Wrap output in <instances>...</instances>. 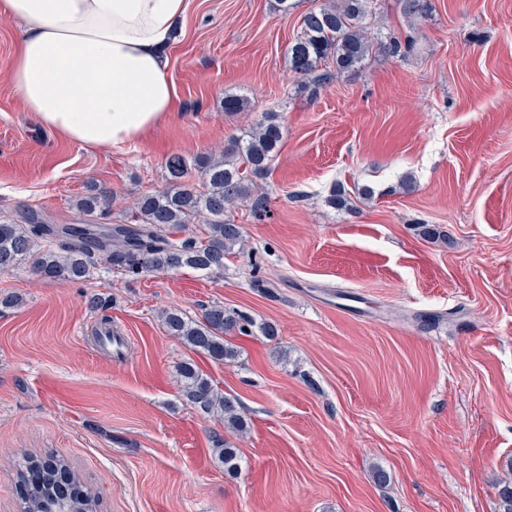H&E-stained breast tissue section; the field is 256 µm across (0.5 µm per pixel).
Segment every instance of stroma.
Returning a JSON list of instances; mask_svg holds the SVG:
<instances>
[{"instance_id": "obj_1", "label": "stroma", "mask_w": 512, "mask_h": 512, "mask_svg": "<svg viewBox=\"0 0 512 512\" xmlns=\"http://www.w3.org/2000/svg\"><path fill=\"white\" fill-rule=\"evenodd\" d=\"M189 0L169 50L176 112L120 148L40 124L8 78L17 21L0 15V217L81 218L90 190L130 221L165 163L223 150L263 113L284 138L254 179L265 214L228 215L243 248L223 273L131 275L95 261L82 282L0 273V512H22L16 461L63 457L97 512H500L512 480V0H431L410 24L380 0L373 34L410 36L318 92L288 47L324 0ZM247 100L229 113L224 98ZM373 188L338 210L334 185ZM437 225L430 240L419 225ZM107 300L94 309L91 296ZM219 304L278 334H231L216 363L160 313ZM195 362L249 424L180 394ZM238 448L229 475L216 438ZM388 479L377 482L375 469Z\"/></svg>"}]
</instances>
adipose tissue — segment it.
<instances>
[{
	"mask_svg": "<svg viewBox=\"0 0 512 512\" xmlns=\"http://www.w3.org/2000/svg\"><path fill=\"white\" fill-rule=\"evenodd\" d=\"M189 0H0L21 24L9 70L28 111L83 147L121 146L175 109L166 49Z\"/></svg>",
	"mask_w": 512,
	"mask_h": 512,
	"instance_id": "adipose-tissue-1",
	"label": "adipose tissue"
}]
</instances>
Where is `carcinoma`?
Instances as JSON below:
<instances>
[{
	"instance_id": "1",
	"label": "carcinoma",
	"mask_w": 512,
	"mask_h": 512,
	"mask_svg": "<svg viewBox=\"0 0 512 512\" xmlns=\"http://www.w3.org/2000/svg\"><path fill=\"white\" fill-rule=\"evenodd\" d=\"M378 0H342L339 6L322 5L302 17L300 35L288 48L289 69L307 81L312 92L334 78L356 72L376 53L391 57L411 52L413 41L392 37L386 41L370 36L371 20ZM401 14L410 20L424 19L432 9L431 0H397ZM283 139L278 117L265 116L251 130L233 138L219 156L205 155L188 163L174 155L165 165L168 187L145 193L133 204L130 224H47L34 212L19 220L0 221V272L23 264L48 281L81 282L91 276L97 255L112 267L138 275L147 271L178 272L191 269L201 273L224 272V260L244 240L241 225L227 217L229 208L248 206L255 214L267 211L268 199L253 193L252 178L272 168ZM197 172L198 182L189 180ZM106 199V192L80 200L85 215H93ZM202 224L198 237L174 238L189 224ZM170 336L217 362L231 361L236 350L224 335L237 331L253 334L252 320L235 316L221 305H213L194 319L177 308L161 312ZM177 382L182 396L200 413L224 422L234 432L247 431V422L235 399L221 393L210 376L192 362L180 366ZM213 451L230 472L239 469L235 449L220 439ZM38 469L74 474L66 462L53 455L26 458L18 470L19 480L28 475L29 464Z\"/></svg>"
}]
</instances>
